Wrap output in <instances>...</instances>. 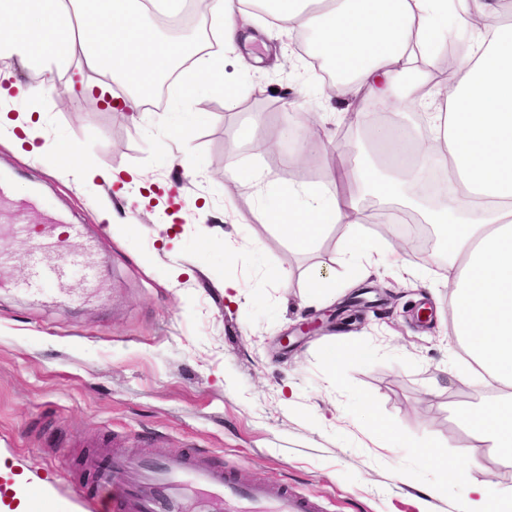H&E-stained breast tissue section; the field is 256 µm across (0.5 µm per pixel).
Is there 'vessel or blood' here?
Returning <instances> with one entry per match:
<instances>
[{"instance_id":"obj_1","label":"vessel or blood","mask_w":512,"mask_h":512,"mask_svg":"<svg viewBox=\"0 0 512 512\" xmlns=\"http://www.w3.org/2000/svg\"><path fill=\"white\" fill-rule=\"evenodd\" d=\"M14 221L32 239H50L49 247L34 252L28 283L51 293L60 280L82 270L95 282L96 269L80 225L59 216L31 225L24 209ZM85 481L77 497L84 512H323L318 501L295 493L287 484L238 480L232 472L193 450L160 461L104 452L87 460ZM0 512H56L47 488L30 481L8 465L0 466Z\"/></svg>"}]
</instances>
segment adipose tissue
I'll list each match as a JSON object with an SVG mask.
<instances>
[{
	"instance_id": "obj_1",
	"label": "adipose tissue",
	"mask_w": 512,
	"mask_h": 512,
	"mask_svg": "<svg viewBox=\"0 0 512 512\" xmlns=\"http://www.w3.org/2000/svg\"><path fill=\"white\" fill-rule=\"evenodd\" d=\"M279 29L313 35L312 53L338 75L337 95L359 120L391 118L373 142L398 158L399 179L381 174L367 147L337 179L389 198L428 190L424 172L447 170L448 191L423 221L440 225L448 259L445 286L452 334L484 373L490 399L464 413V423L512 466V26L496 24L502 0H251ZM143 0H0V50L37 67L79 58L91 71L129 88H146L195 57L199 85L221 82L223 57L196 56L192 39L170 40L150 23ZM461 47L452 85L409 86L428 114L416 140L397 133L406 101L396 88L422 67L438 68L448 45ZM326 187H288L262 207L295 251L313 247L327 227L343 229L349 276L363 279L386 254L362 243L359 198Z\"/></svg>"
}]
</instances>
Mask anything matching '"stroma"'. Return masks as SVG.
Returning <instances> with one entry per match:
<instances>
[{"label": "stroma", "instance_id": "35a3bbf8", "mask_svg": "<svg viewBox=\"0 0 512 512\" xmlns=\"http://www.w3.org/2000/svg\"><path fill=\"white\" fill-rule=\"evenodd\" d=\"M256 43L225 49L222 92L199 88L188 111L201 116L188 150L166 137L175 126L176 84L163 112L121 106L108 85L71 61L63 71L70 97L45 90L39 110L44 139L74 145L77 162L107 165L115 182L71 180L45 155L13 148L14 127H0V174L15 178L14 198L28 186L43 198L28 221L44 223L60 209L95 243L97 284L81 276L46 298L26 290L30 243L8 213L0 214V461L44 484L61 512L72 504L83 455L107 441L147 458L193 447L235 468L248 482H282L324 503L328 512H461L472 482L492 483L512 499V467L476 440L463 410L478 406L486 383L448 334L445 264L420 257L413 236L396 232L400 203L363 199L389 218L366 222L367 240L399 253L401 273L371 277L368 292L337 296L335 317L310 333L302 324L325 312L303 300L307 275L334 260L347 271L341 230L327 231L309 251L295 252L262 223V199L288 185H328L343 146L368 141L369 127L345 121L335 95L319 94L322 75L299 50V32L283 33L261 13L243 17ZM34 71L0 53V111L16 117L19 88ZM265 121L255 141L238 129L252 113ZM323 126L318 147L289 160L302 113ZM283 135L265 150L260 138ZM262 173L225 195L226 162ZM239 246L234 264L224 248ZM282 268L287 287L266 279ZM348 343L356 355L337 373L324 353ZM396 422L399 438L374 435L368 414ZM444 446L464 481L443 483L416 455L422 442Z\"/></svg>", "mask_w": 512, "mask_h": 512}]
</instances>
